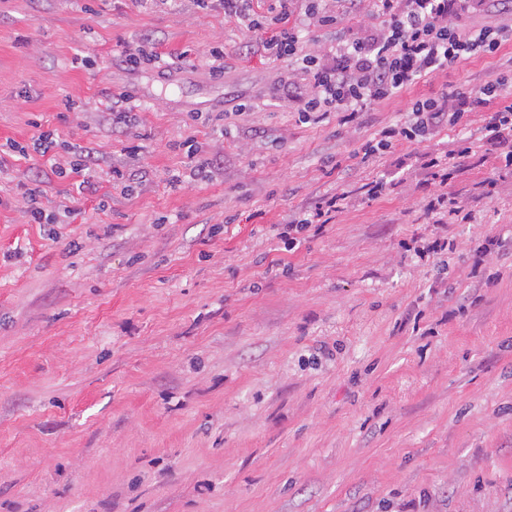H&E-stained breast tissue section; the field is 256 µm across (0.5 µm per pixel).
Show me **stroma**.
Wrapping results in <instances>:
<instances>
[{
    "label": "stroma",
    "mask_w": 512,
    "mask_h": 512,
    "mask_svg": "<svg viewBox=\"0 0 512 512\" xmlns=\"http://www.w3.org/2000/svg\"><path fill=\"white\" fill-rule=\"evenodd\" d=\"M379 24L357 0L302 49ZM144 39L161 61L123 65ZM510 69L512 39L353 123L307 122L282 91L304 74L222 10L0 0V512H512V174L473 138L490 111L364 153L411 101ZM43 128L94 152L91 191L45 175L47 212L81 208L67 224L29 223L17 185L41 172L5 148ZM467 136L471 221L436 223L426 156ZM189 138L222 165L172 183ZM343 191L321 231L282 238ZM436 237L429 260L404 248ZM349 192L334 193L332 195L324 196L315 206L309 210H306L298 215H293L288 224V229H292L294 226L300 228H306L312 224H316L315 227L319 230L329 224L334 216L338 212L344 210L348 205Z\"/></svg>",
    "instance_id": "stroma-1"
}]
</instances>
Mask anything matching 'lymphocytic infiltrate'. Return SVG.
<instances>
[{
	"mask_svg": "<svg viewBox=\"0 0 512 512\" xmlns=\"http://www.w3.org/2000/svg\"><path fill=\"white\" fill-rule=\"evenodd\" d=\"M225 16L248 31L261 35V47L276 59L300 66L310 77L304 109L333 112L342 122L354 121L369 105L389 99L409 86L458 66L477 55L497 53L512 38V24L466 28L462 16L476 0H375L381 26L357 37L337 38L323 55L304 53L300 26L290 24L289 0H282L278 35L263 38L265 24L254 12L252 0H218ZM492 107L489 121L480 129L479 139L493 155L500 170L512 169V84L500 78L476 89L454 90L442 100L432 98L412 102L397 125L384 128L376 143L379 150L391 148L400 139L433 136L441 128L459 125L465 115ZM34 152L51 162L59 152L73 157L71 171L84 175L90 155L88 147L60 142L54 131H41ZM460 152L428 156L425 165L441 191L427 205L428 213L469 220L463 201L450 186L461 168Z\"/></svg>",
	"mask_w": 512,
	"mask_h": 512,
	"instance_id": "lymphocytic-infiltrate-1",
	"label": "lymphocytic infiltrate"
}]
</instances>
